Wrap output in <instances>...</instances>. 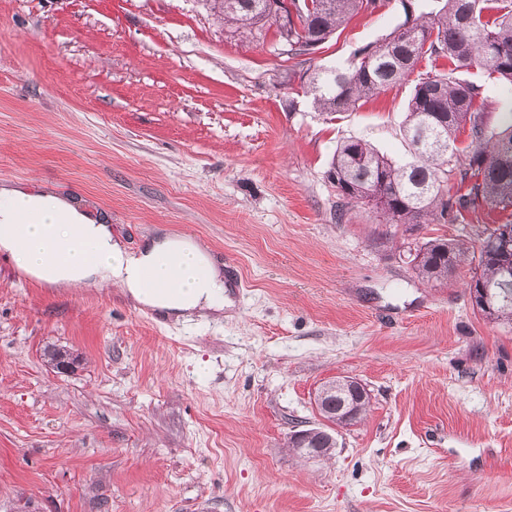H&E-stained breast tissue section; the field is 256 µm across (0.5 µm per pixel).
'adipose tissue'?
<instances>
[{
	"label": "adipose tissue",
	"mask_w": 512,
	"mask_h": 512,
	"mask_svg": "<svg viewBox=\"0 0 512 512\" xmlns=\"http://www.w3.org/2000/svg\"><path fill=\"white\" fill-rule=\"evenodd\" d=\"M0 254L49 287L115 286L177 323L224 310V271L205 246L163 232L128 251L113 241L106 217L52 190L0 184Z\"/></svg>",
	"instance_id": "ef3b65f1"
}]
</instances>
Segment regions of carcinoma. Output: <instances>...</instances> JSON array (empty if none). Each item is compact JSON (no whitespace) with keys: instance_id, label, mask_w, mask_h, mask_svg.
Returning a JSON list of instances; mask_svg holds the SVG:
<instances>
[{"instance_id":"1","label":"carcinoma","mask_w":512,"mask_h":512,"mask_svg":"<svg viewBox=\"0 0 512 512\" xmlns=\"http://www.w3.org/2000/svg\"><path fill=\"white\" fill-rule=\"evenodd\" d=\"M223 16L224 35L259 41L276 26L288 40V55L308 56L325 44L354 15L369 9L370 0H278L279 16L268 0H204ZM348 67L320 68L300 85L315 108L326 114L352 112L391 85L413 82L403 132L410 159L399 164L360 139L336 147L328 179L336 186L339 212L367 206L385 223L409 232L421 224L445 219L471 205L489 210L512 207V108L497 126L485 119V86L460 77L478 70L493 84L512 87V0H441L435 11L405 19L394 31L359 50ZM448 61L439 71L436 62ZM431 70L415 73L423 61ZM468 143L458 148L459 135ZM462 152L468 167L461 181L467 193L455 198L448 190V165ZM512 234V223L483 231L478 254L457 241L436 237L416 246L410 264L426 282H446L461 262L476 263L467 283L473 306L486 318L512 325V258L499 238ZM294 448H334L336 438L321 428Z\"/></svg>"}]
</instances>
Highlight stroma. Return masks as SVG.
<instances>
[{
	"label": "stroma",
	"mask_w": 512,
	"mask_h": 512,
	"mask_svg": "<svg viewBox=\"0 0 512 512\" xmlns=\"http://www.w3.org/2000/svg\"><path fill=\"white\" fill-rule=\"evenodd\" d=\"M404 20L386 0L311 65ZM281 49L273 29L225 39L203 0H0V183L54 188L131 250L160 227L199 239L245 282L223 320L175 324L0 257V512H512V326L473 308V264L428 284L407 253L512 212L410 233L339 215L337 144L405 158L411 86L327 115ZM345 376L366 416L300 457L290 435Z\"/></svg>",
	"instance_id": "35a3bbf8"
}]
</instances>
